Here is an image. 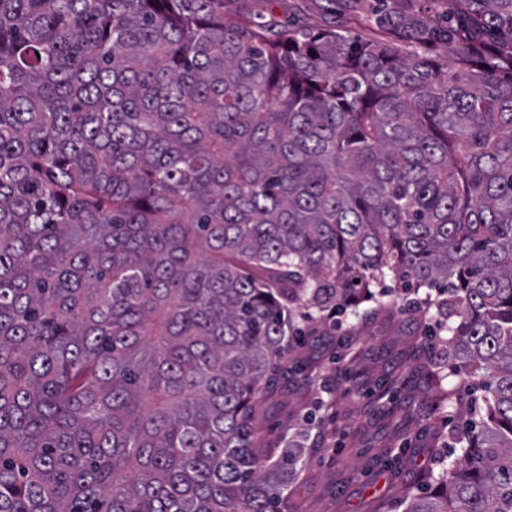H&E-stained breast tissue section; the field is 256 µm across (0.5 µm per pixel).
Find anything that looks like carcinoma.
<instances>
[{
	"label": "carcinoma",
	"mask_w": 512,
	"mask_h": 512,
	"mask_svg": "<svg viewBox=\"0 0 512 512\" xmlns=\"http://www.w3.org/2000/svg\"><path fill=\"white\" fill-rule=\"evenodd\" d=\"M224 2L0 0V512H280L296 306L389 272L482 391L405 512H512V0ZM341 1L328 0H279L271 5L265 0H246L229 4L232 8L250 11L263 21L285 23L288 19L297 24L313 27H335L344 29L353 38L367 36L368 32L360 25H348L342 12Z\"/></svg>",
	"instance_id": "obj_1"
}]
</instances>
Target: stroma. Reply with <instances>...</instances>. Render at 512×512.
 <instances>
[{
	"label": "stroma",
	"instance_id": "35a3bbf8",
	"mask_svg": "<svg viewBox=\"0 0 512 512\" xmlns=\"http://www.w3.org/2000/svg\"><path fill=\"white\" fill-rule=\"evenodd\" d=\"M272 23L366 30L345 22L339 0H242ZM357 312L300 322L301 336L256 405L259 454L298 447L303 462L283 490V512H404L425 493L422 476L446 465L464 417L441 404L470 381L451 371L427 334L424 291L387 276ZM447 373L435 385L434 371Z\"/></svg>",
	"mask_w": 512,
	"mask_h": 512
}]
</instances>
